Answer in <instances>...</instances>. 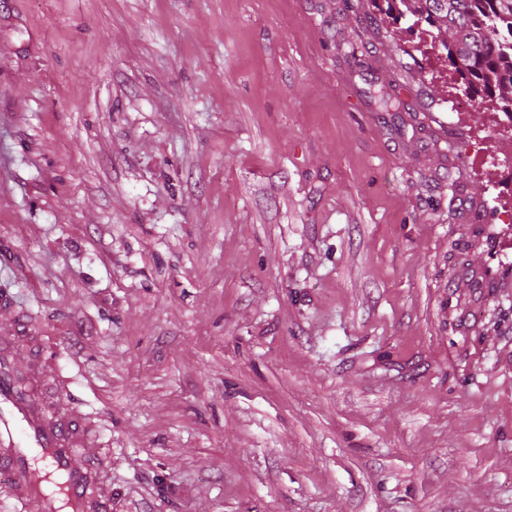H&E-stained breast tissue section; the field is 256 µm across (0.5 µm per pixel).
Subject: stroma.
<instances>
[{
  "instance_id": "obj_1",
  "label": "stroma",
  "mask_w": 512,
  "mask_h": 512,
  "mask_svg": "<svg viewBox=\"0 0 512 512\" xmlns=\"http://www.w3.org/2000/svg\"><path fill=\"white\" fill-rule=\"evenodd\" d=\"M396 15L0 0V336L116 512H512V128ZM510 228L502 227L496 230L494 225L487 228V240H493V244L488 247L487 259L481 273L475 278L473 287L475 288H511L507 278L500 273H494L491 266L492 261L497 259L503 253V247L507 244L511 246Z\"/></svg>"
}]
</instances>
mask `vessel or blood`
<instances>
[{"mask_svg":"<svg viewBox=\"0 0 512 512\" xmlns=\"http://www.w3.org/2000/svg\"><path fill=\"white\" fill-rule=\"evenodd\" d=\"M489 263L475 278L478 288H506L512 281L495 273L491 262L512 242V230L488 228ZM44 341L24 326L0 336V479L15 512H112V500L99 487L108 468L105 457L78 462L88 428L45 397ZM26 346L30 362L19 368L16 346Z\"/></svg>","mask_w":512,"mask_h":512,"instance_id":"b4317fda","label":"vessel or blood"}]
</instances>
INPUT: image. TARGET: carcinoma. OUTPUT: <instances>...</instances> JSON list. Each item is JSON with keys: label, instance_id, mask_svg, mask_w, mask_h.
Instances as JSON below:
<instances>
[{"label": "carcinoma", "instance_id": "cac0c4a2", "mask_svg": "<svg viewBox=\"0 0 512 512\" xmlns=\"http://www.w3.org/2000/svg\"><path fill=\"white\" fill-rule=\"evenodd\" d=\"M437 31L464 91L482 94L512 123V0H399Z\"/></svg>", "mask_w": 512, "mask_h": 512}]
</instances>
